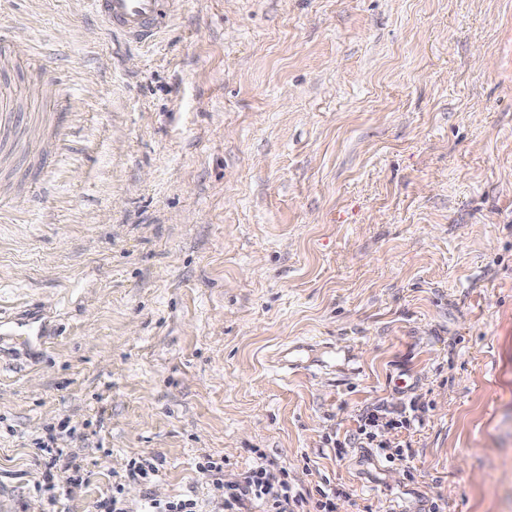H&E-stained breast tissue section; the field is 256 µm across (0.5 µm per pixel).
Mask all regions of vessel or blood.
I'll return each instance as SVG.
<instances>
[{
	"label": "vessel or blood",
	"mask_w": 512,
	"mask_h": 512,
	"mask_svg": "<svg viewBox=\"0 0 512 512\" xmlns=\"http://www.w3.org/2000/svg\"><path fill=\"white\" fill-rule=\"evenodd\" d=\"M178 0H87L95 16L111 32L136 43H149L160 33Z\"/></svg>",
	"instance_id": "1"
}]
</instances>
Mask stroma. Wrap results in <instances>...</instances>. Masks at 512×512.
Masks as SVG:
<instances>
[{"label": "stroma", "mask_w": 512, "mask_h": 512, "mask_svg": "<svg viewBox=\"0 0 512 512\" xmlns=\"http://www.w3.org/2000/svg\"><path fill=\"white\" fill-rule=\"evenodd\" d=\"M1 23L72 109L55 149L21 98L0 165V318L44 332L0 334V512H41L48 440L87 476L56 512L260 452L336 512H512V0H181L145 45L84 0ZM412 400L407 462L324 442ZM157 461L158 457L154 456L142 459L138 463L133 462L129 464V467L126 469V478L148 488L152 483V478L159 471L157 465L160 464Z\"/></svg>", "instance_id": "1"}]
</instances>
